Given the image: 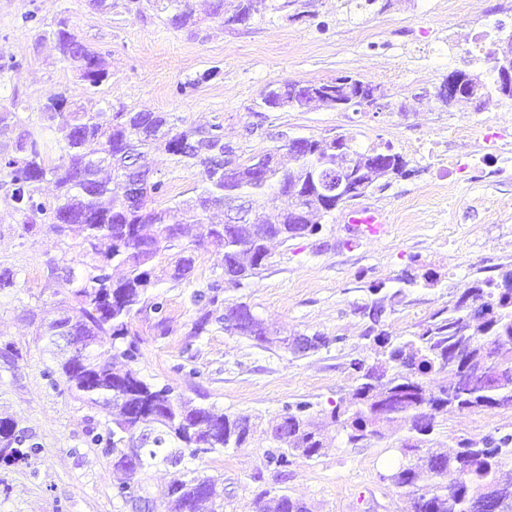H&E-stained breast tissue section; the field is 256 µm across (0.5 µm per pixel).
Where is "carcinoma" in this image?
<instances>
[{
    "label": "carcinoma",
    "mask_w": 512,
    "mask_h": 512,
    "mask_svg": "<svg viewBox=\"0 0 512 512\" xmlns=\"http://www.w3.org/2000/svg\"><path fill=\"white\" fill-rule=\"evenodd\" d=\"M290 0L276 6L272 0H235L232 15L224 10V0H213L211 15L224 25H240L263 17L270 10L284 9ZM169 24L185 29L195 24L189 0H167ZM41 38L51 40L60 57L79 73L86 92L98 91L111 77L103 57L79 40L68 21L41 30ZM345 83L331 79L318 82L331 100L361 89L365 81L344 76ZM22 103L0 109V129L16 131L11 150L0 151V187L18 223L29 234L44 229L65 237L73 228L82 236L81 284L62 305L63 314L42 332L53 348L54 367L45 377L56 384L55 374L65 378L67 389L77 399L108 410L111 424L92 427L88 443L115 457L144 440L137 459L142 472L160 457L171 443L177 449L163 456L176 465L183 453L191 456L220 448H240L255 427L246 414H227L194 403L167 384L149 383L133 368L140 357L137 342L128 339L131 321L142 316L161 327L166 322V300L152 293L166 276L176 284L189 279L195 258L180 246L184 225L200 220L224 205L238 200H255L272 194L288 198V207L268 206L250 224L230 228L220 220L210 225L209 243L223 250V278L193 294L198 317L191 335L198 336L213 324L230 335L244 336L263 349H288V337L272 335L252 308L230 303L221 297L228 288H240L257 277L269 264V244L314 236L322 231L321 219L347 203L366 196L383 179L406 177L408 162L387 146L359 150L353 138L340 135L349 161L350 185L357 192L325 203L311 186L321 173L338 162L336 146L321 139L299 137V148L284 144L279 151L243 162L232 159L234 148L224 143L216 129L179 130L167 112H82L66 96L39 106L40 119L55 125L58 162H47L48 144L38 128L19 116ZM162 150L178 163L199 170L202 189L194 197L173 207L152 206L153 197L166 192L161 179H149V172L130 167L129 159L142 161L148 153ZM55 185L54 201L41 197V186ZM311 215L299 224L292 211ZM157 226L148 235L144 228ZM177 250L166 268L158 258ZM123 268L117 278L112 268ZM374 298L359 307L369 325L363 336L376 345L371 364L353 363L355 385L349 397L324 414L327 423L340 428L350 444L367 432L383 437L395 422L407 425L401 460L390 471L391 484L411 504L412 512H469L471 501L486 488H495L500 512H512V471L504 459L512 458V433L464 439L452 453L426 449L436 427V418L460 408L468 412L492 409L493 402L512 399V374L487 385L460 387L453 392L432 388L427 377L443 373L448 354L464 347L472 359H480L491 343L497 344L503 364L512 369V264L500 265L495 273L467 281L448 308L439 310L418 325L408 336L389 335L381 328L388 298L382 286L370 288ZM483 300L478 318L469 316L465 304ZM77 336L81 346L64 352L56 337ZM311 404L298 402L268 422L272 447L267 451L274 477L288 475L298 457L312 459L324 448L321 429L309 421ZM40 451L36 443L25 444L13 421L0 419V463H16ZM453 471L458 487L448 495L445 475ZM170 504L177 512H224V500L216 495L214 480L208 476L177 479L168 488ZM273 512H311L308 504L286 493L275 499Z\"/></svg>",
    "instance_id": "carcinoma-1"
}]
</instances>
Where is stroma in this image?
Here are the masks:
<instances>
[{
	"label": "stroma",
	"instance_id": "stroma-1",
	"mask_svg": "<svg viewBox=\"0 0 512 512\" xmlns=\"http://www.w3.org/2000/svg\"><path fill=\"white\" fill-rule=\"evenodd\" d=\"M191 3L198 23L190 33L170 26L166 11L151 0H112L104 12L91 9L87 0H0V55L13 62L0 73V107L22 101L31 124L49 141L57 133L39 120L38 107L54 95L91 111L112 105L167 112L181 129L219 126L243 161L294 137L347 133L363 149L392 143L406 154L412 173L355 202L382 213L384 233L356 235L344 210H336L323 218L320 236L272 244L268 269L244 287L225 291L226 299L249 304L280 335L330 337L328 348L306 356L256 347L217 324L191 335V296L223 269L220 255L204 243L206 225H190L184 239L194 250L190 282L175 286L163 279L156 287L167 300L165 328L142 317L132 323L141 350L137 369L148 382L262 423L244 447L147 468L137 477L140 494L149 499L151 512H170V483L202 474L216 479L224 512H252L256 494L268 488L303 498L311 512H409L383 479L401 457L404 425L355 444L328 427L320 455L297 460L278 481L265 458V422L295 402L328 411L346 399L355 379L351 360L369 363L375 357L358 312L371 300V285H382L388 294L404 289L403 301L387 309L383 325L391 336H406L447 307L476 270L512 263V162L497 181L466 180L451 190L437 189L433 171L411 147L438 137L465 154L487 134L512 132V99L496 91L449 107L434 98L436 87L456 71L454 58L474 29L512 0H465V13L453 17L444 9L421 10L417 0H376L362 11L344 0H299L302 19L272 10L246 26L211 18L210 0ZM30 13L49 24L67 17L79 38L108 63L109 81L96 93L84 92L74 68L25 22ZM342 75L384 87L405 112L268 110L261 104L269 85ZM150 165L168 185L155 207L187 199L201 184L198 169L174 164L166 154L152 155ZM51 258L59 267H77L74 238L26 233L0 188V264L17 272L15 286L0 291V341L15 343L22 353L16 364L0 362V418L13 419L41 446L28 460L0 464V512H133L112 490L124 473L112 455L87 443L88 429L104 426L107 414L44 375L53 361L37 329L58 316L73 287L63 276L48 279ZM426 268L436 273V286L403 287L405 274ZM497 432H512V409L441 415L432 439L434 447L445 449L461 438Z\"/></svg>",
	"mask_w": 512,
	"mask_h": 512
}]
</instances>
